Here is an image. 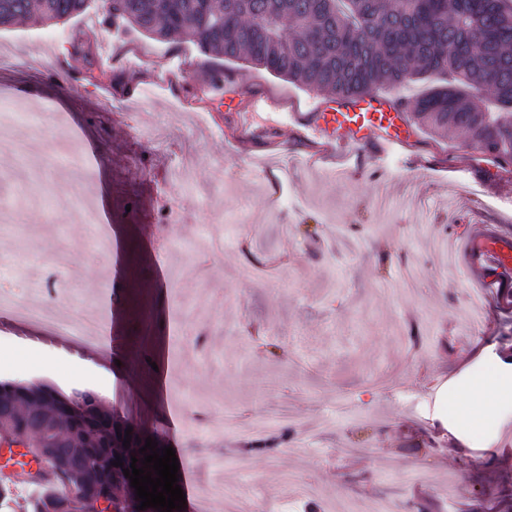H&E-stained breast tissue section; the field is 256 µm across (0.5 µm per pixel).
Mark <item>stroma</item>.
I'll return each mask as SVG.
<instances>
[{"label":"stroma","instance_id":"1","mask_svg":"<svg viewBox=\"0 0 512 512\" xmlns=\"http://www.w3.org/2000/svg\"><path fill=\"white\" fill-rule=\"evenodd\" d=\"M0 42L17 56L0 71V123L12 132L0 149V283L40 278L43 257L65 254V291L42 304L64 321L89 314L120 357L27 346L42 328L0 310L1 380L111 391L113 410L157 430L181 469L220 476L224 494L206 512L292 497L299 512H376L421 489L448 512H512V404L473 403L477 424L457 410L477 375L512 359L500 340L512 304L466 272L454 239L461 228L512 237V181L490 158L461 133L424 129L413 149L434 165L417 172L395 155L323 171L282 126L239 150L234 113L189 94L211 70L303 112L326 97L184 42L113 32L92 10L1 28ZM78 42L91 59L74 54ZM165 61L187 63L185 84L126 97ZM91 63L112 80L88 79ZM59 125L65 145L43 154V129ZM161 193L179 206L183 240L171 248L155 243ZM270 248L287 265L245 270L246 252ZM475 288L482 336L467 310ZM201 326L199 352L190 337ZM145 350L163 372L141 368ZM204 409L211 419L197 421ZM260 417L288 433L275 454L242 451Z\"/></svg>","mask_w":512,"mask_h":512}]
</instances>
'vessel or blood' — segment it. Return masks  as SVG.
Segmentation results:
<instances>
[{"label": "vessel or blood", "instance_id": "1", "mask_svg": "<svg viewBox=\"0 0 512 512\" xmlns=\"http://www.w3.org/2000/svg\"><path fill=\"white\" fill-rule=\"evenodd\" d=\"M224 104L236 115L235 139L249 142L272 127L275 119L288 120L293 140L307 145V164L344 159L364 152L379 159L393 149H409L415 134L410 131L406 115L393 107L388 98L377 95L355 101H340L315 112L284 113L280 100L262 95L240 83L224 95ZM469 264L484 274V285L512 279V239L484 236L475 238L469 250ZM0 482L20 486H44L56 482L47 467L35 465L32 453L0 456Z\"/></svg>", "mask_w": 512, "mask_h": 512}]
</instances>
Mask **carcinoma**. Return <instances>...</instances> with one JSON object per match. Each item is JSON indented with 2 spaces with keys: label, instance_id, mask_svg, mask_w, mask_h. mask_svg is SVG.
<instances>
[{
  "label": "carcinoma",
  "instance_id": "obj_1",
  "mask_svg": "<svg viewBox=\"0 0 512 512\" xmlns=\"http://www.w3.org/2000/svg\"><path fill=\"white\" fill-rule=\"evenodd\" d=\"M90 0H0V27L21 19L48 25L83 13ZM104 21L166 42L174 36L300 87L336 99L370 96L412 81L428 88L394 106L419 128L465 134L498 168L512 167V0H97ZM126 419L92 391L64 395L44 384L0 381V440L34 449L53 467L50 448L67 457L63 485L106 489L130 482L145 445ZM284 439L253 440L248 451L275 453ZM121 460L123 466L111 462ZM56 500L83 512L76 494L46 486L33 512Z\"/></svg>",
  "mask_w": 512,
  "mask_h": 512
}]
</instances>
